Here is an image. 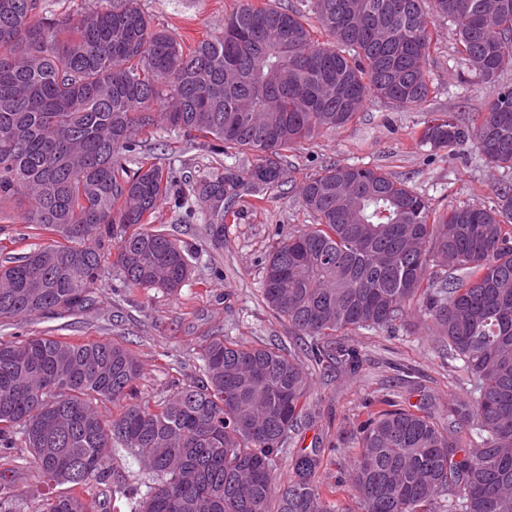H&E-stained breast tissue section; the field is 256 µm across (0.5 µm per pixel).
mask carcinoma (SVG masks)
<instances>
[{
    "label": "carcinoma",
    "mask_w": 512,
    "mask_h": 512,
    "mask_svg": "<svg viewBox=\"0 0 512 512\" xmlns=\"http://www.w3.org/2000/svg\"><path fill=\"white\" fill-rule=\"evenodd\" d=\"M309 0L304 12L249 0L224 31L184 45L155 28L139 0L77 18L39 17L40 0H0V200L22 196L24 223L53 235L0 264V319L86 307L103 286L176 294L188 250L151 226L176 176L127 169L135 130L161 126L250 153L197 187L208 224L265 199L286 152L352 122L372 97L397 109L426 101L431 27L455 25L462 61L492 86L469 125L434 118L418 133L434 151L474 146L512 170V0ZM316 223L278 239L262 276L268 306L304 344L300 354L228 336L206 338L200 376L169 397L132 401L140 364L109 340L0 339V458L28 449L47 485L43 512H94L81 495L105 478L112 447L134 455L145 491L130 512H343L341 485L314 479V448L276 481L279 452L306 410L324 359L357 372L352 332L389 329L418 311L459 363L469 396L441 416L421 405L380 409L353 426L349 487L362 512H512V182L492 206L440 213L377 169L330 166L301 187ZM129 403L106 417L99 404Z\"/></svg>",
    "instance_id": "obj_1"
}]
</instances>
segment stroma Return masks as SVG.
I'll use <instances>...</instances> for the list:
<instances>
[{
	"label": "stroma",
	"mask_w": 512,
	"mask_h": 512,
	"mask_svg": "<svg viewBox=\"0 0 512 512\" xmlns=\"http://www.w3.org/2000/svg\"><path fill=\"white\" fill-rule=\"evenodd\" d=\"M241 3L140 0L155 27L187 44L221 33L225 14ZM432 37L428 77L434 91L427 102L399 110L370 98L347 126L289 151L280 185L262 202H241L235 219L225 222L223 236H213L198 216L194 189L225 166L245 164L246 156H215L202 141L188 140L174 129L152 137L139 135L142 150L163 168L174 170L185 190L183 208L163 202L154 222L192 253L190 281L176 295L156 290L127 294L104 287L83 309L0 322V337L45 335L121 343L142 367L136 382L139 402L169 396L197 377L199 347L216 334L299 351L302 343L292 335L287 321L263 302L261 280L276 234H288L314 221L300 199L305 179L333 164L378 168L405 182L442 212L464 204L493 205L496 188L508 177L504 170L486 165L473 146L433 155L420 144L418 133L431 118L444 113L477 118L491 97L490 87L456 53L453 24L437 19ZM23 211L19 199L0 203V261L21 257L32 245L49 241L48 235L24 223ZM351 340L360 351L361 369L354 374L340 367L316 369L308 412L289 447L279 455L278 484L290 479L292 457L318 446L340 449L335 461L320 464L319 484L333 486L346 480L349 462L341 449L349 439L352 419L368 409L384 408L389 401L406 407L423 403L446 407L449 396L459 393L466 380L463 372L442 358L436 337L419 314H409L392 330H357ZM27 457L26 449L18 448L11 464L0 463V512H42L45 488ZM141 477L138 460L116 448L109 479L91 482L84 495L93 501L94 512H129L120 492L135 488Z\"/></svg>",
	"instance_id": "obj_1"
}]
</instances>
